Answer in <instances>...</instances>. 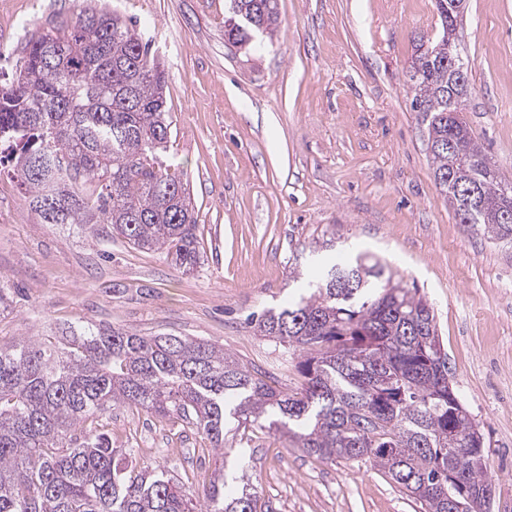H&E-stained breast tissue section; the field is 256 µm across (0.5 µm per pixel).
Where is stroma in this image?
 <instances>
[{
    "label": "stroma",
    "mask_w": 512,
    "mask_h": 512,
    "mask_svg": "<svg viewBox=\"0 0 512 512\" xmlns=\"http://www.w3.org/2000/svg\"><path fill=\"white\" fill-rule=\"evenodd\" d=\"M133 19L167 73L166 161L190 187L199 267L134 248L101 225L39 224L0 164V277L24 297L0 316V341L104 324L224 348L277 389H294L299 352L247 318L305 293L326 256L370 254L432 305L453 387L484 436L496 512H512V242L459 224L437 186L407 72L436 34L434 0H277L259 49L224 39L225 0H97ZM73 0H0L10 72L18 19L30 28ZM460 54L470 132L512 183V0H466ZM98 428L139 464L166 465L203 491L247 473L262 512H423L370 463L319 462L281 433L249 430L218 459L196 429L113 406Z\"/></svg>",
    "instance_id": "stroma-1"
}]
</instances>
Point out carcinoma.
Here are the masks:
<instances>
[{"mask_svg":"<svg viewBox=\"0 0 512 512\" xmlns=\"http://www.w3.org/2000/svg\"><path fill=\"white\" fill-rule=\"evenodd\" d=\"M441 30L416 49L411 109L427 124L435 182L459 223L512 240V191L472 138L459 77L448 70L456 0H435ZM276 0H231L227 41L277 25ZM166 77L136 24L76 0L31 33L0 83V154L25 188L39 224H108L137 248L166 251L191 272L201 261L189 188L161 161L170 137ZM454 137L462 150L437 147ZM453 171L475 180L481 210L462 216ZM309 295L251 318L259 335L301 352L290 392L203 340L91 324L60 336L0 345V512H196L162 464L137 466L90 424L114 405L178 419L224 455L249 427L282 432L320 461L363 459L424 512H492L487 466L463 469L473 448L467 409L448 391V352L433 308L358 258L316 276ZM219 473L205 512H260L256 491L224 493Z\"/></svg>","mask_w":512,"mask_h":512,"instance_id":"1","label":"carcinoma"}]
</instances>
